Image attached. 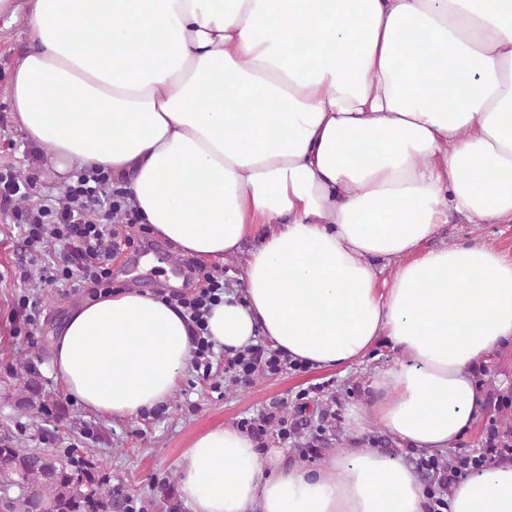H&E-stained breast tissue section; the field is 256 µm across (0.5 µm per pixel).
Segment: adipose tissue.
<instances>
[{"label":"adipose tissue","mask_w":512,"mask_h":512,"mask_svg":"<svg viewBox=\"0 0 512 512\" xmlns=\"http://www.w3.org/2000/svg\"><path fill=\"white\" fill-rule=\"evenodd\" d=\"M33 49L7 93L58 173L103 167L143 223L202 260L259 243L208 330L318 369L379 337L405 362L352 412L448 447L482 403L473 377L512 343V259L475 239L430 247L455 214L512 224V0H29ZM425 33L433 48L414 53ZM306 52L287 59L295 37ZM191 359L158 296L74 308L53 346L61 389L93 411L165 402ZM191 512H425L415 472L377 448L318 469L261 460L232 426L176 462ZM448 512H512V464L460 482Z\"/></svg>","instance_id":"adipose-tissue-1"}]
</instances>
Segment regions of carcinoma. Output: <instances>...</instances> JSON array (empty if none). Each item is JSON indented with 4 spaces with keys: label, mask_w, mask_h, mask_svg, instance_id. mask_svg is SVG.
Here are the masks:
<instances>
[{
    "label": "carcinoma",
    "mask_w": 512,
    "mask_h": 512,
    "mask_svg": "<svg viewBox=\"0 0 512 512\" xmlns=\"http://www.w3.org/2000/svg\"><path fill=\"white\" fill-rule=\"evenodd\" d=\"M23 392L16 401L18 413L39 411L50 415L39 373L29 364ZM499 445L512 446V419L493 421ZM80 449L59 455L49 448H18L0 439V508L3 512H112L122 502L120 490L96 479Z\"/></svg>",
    "instance_id": "1"
}]
</instances>
